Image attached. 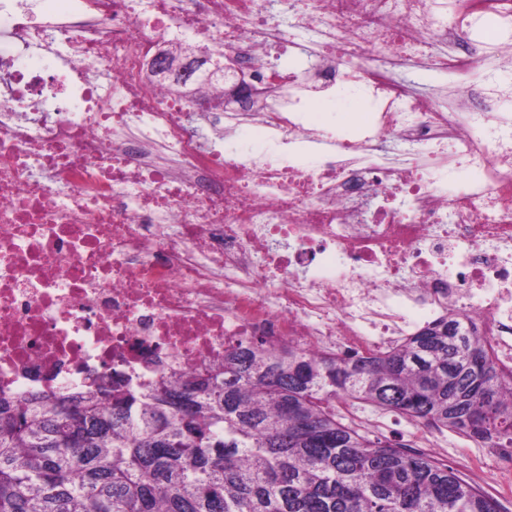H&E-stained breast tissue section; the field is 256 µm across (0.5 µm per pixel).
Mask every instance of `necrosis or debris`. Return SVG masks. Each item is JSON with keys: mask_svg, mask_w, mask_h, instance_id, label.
Segmentation results:
<instances>
[{"mask_svg": "<svg viewBox=\"0 0 512 512\" xmlns=\"http://www.w3.org/2000/svg\"><path fill=\"white\" fill-rule=\"evenodd\" d=\"M0 0V389L134 388L259 343L339 359L454 314L512 371V85L419 94L431 65L512 67V0ZM500 36L472 39L485 17ZM194 41L231 65L179 94L149 73ZM368 99L359 132L312 95ZM259 131L240 156L226 137ZM468 186L449 193L458 171ZM465 472L512 444L478 441ZM371 112L368 100L353 96L344 104L316 101L309 110V118L328 129L351 130L365 126L370 121Z\"/></svg>", "mask_w": 512, "mask_h": 512, "instance_id": "1", "label": "necrosis or debris"}]
</instances>
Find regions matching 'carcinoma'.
<instances>
[{
    "label": "carcinoma",
    "mask_w": 512,
    "mask_h": 512,
    "mask_svg": "<svg viewBox=\"0 0 512 512\" xmlns=\"http://www.w3.org/2000/svg\"><path fill=\"white\" fill-rule=\"evenodd\" d=\"M0 391V512H499L434 457L336 418V400L512 443L484 341L448 316L354 360L261 344L145 391Z\"/></svg>",
    "instance_id": "1"
}]
</instances>
